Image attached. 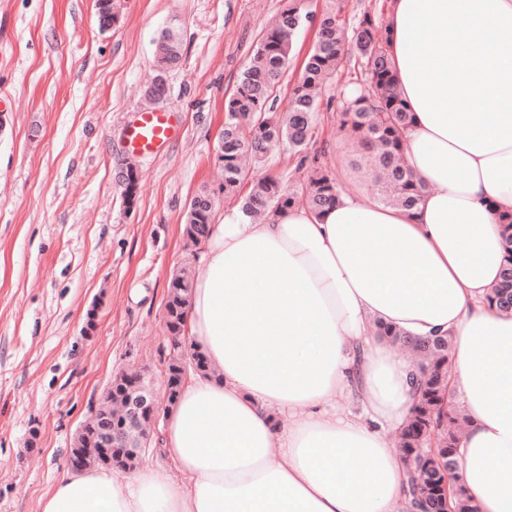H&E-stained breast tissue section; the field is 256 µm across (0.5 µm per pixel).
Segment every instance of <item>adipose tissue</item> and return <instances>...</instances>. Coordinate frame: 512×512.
<instances>
[{
  "label": "adipose tissue",
  "instance_id": "ef3b65f1",
  "mask_svg": "<svg viewBox=\"0 0 512 512\" xmlns=\"http://www.w3.org/2000/svg\"><path fill=\"white\" fill-rule=\"evenodd\" d=\"M385 27L420 203L344 195L262 222L226 208L183 326L210 370L164 411L170 469L66 474L42 512H408L383 430L411 417L415 367L378 322L452 336L458 482L477 512H512V317L486 303L512 215V0H392ZM343 394L361 415H337Z\"/></svg>",
  "mask_w": 512,
  "mask_h": 512
}]
</instances>
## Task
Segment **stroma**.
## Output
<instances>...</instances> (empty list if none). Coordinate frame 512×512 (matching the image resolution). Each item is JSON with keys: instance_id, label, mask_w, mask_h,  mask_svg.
Here are the masks:
<instances>
[{"instance_id": "stroma-1", "label": "stroma", "mask_w": 512, "mask_h": 512, "mask_svg": "<svg viewBox=\"0 0 512 512\" xmlns=\"http://www.w3.org/2000/svg\"><path fill=\"white\" fill-rule=\"evenodd\" d=\"M282 0H117L100 29L95 0H0V512H40L69 471L74 434L113 376L149 371L166 401L168 283L192 256L184 216L200 190L214 219L237 206L215 155L224 100ZM181 35L158 109L178 134L161 158L124 148L149 108L157 39ZM318 144L344 194L375 198L336 119ZM139 177L134 207L120 182ZM95 329L85 333L87 319Z\"/></svg>"}]
</instances>
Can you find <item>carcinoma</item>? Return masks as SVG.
I'll use <instances>...</instances> for the list:
<instances>
[{"mask_svg":"<svg viewBox=\"0 0 512 512\" xmlns=\"http://www.w3.org/2000/svg\"><path fill=\"white\" fill-rule=\"evenodd\" d=\"M343 7L320 14L317 35L305 54L300 76L289 93L288 109L275 112L269 102L288 71L293 40L310 12L304 0H285L275 19L262 32L252 63L239 75L232 93L224 101V126L216 159L224 168V192L235 193L245 182L243 161L264 163L276 147L300 155L298 168L306 170L301 192L284 188L278 177L266 174L252 183L240 202L249 217L265 216L278 210L304 206L321 212L336 203L340 189L335 174L328 169L323 154L308 152L316 137V112L322 102L338 100L340 125L355 144L370 157L380 198L386 205L411 208L425 189L404 157L405 133L412 114L400 97L388 38L377 14L364 12L352 27L350 44H345L346 20ZM181 58V43L173 31L164 30L157 43V74L146 90L147 97L160 101L166 93V76ZM353 70V77L325 97L330 79L342 63ZM138 177L129 169L122 178V194L128 206L137 195ZM214 196L201 189L190 201L184 234L195 246L206 240L212 223ZM504 265L501 279L486 297L489 307L512 313V216L502 222ZM191 293V282L184 272L174 275L168 286L165 324L169 345L161 354L167 357L168 402L180 391L184 363L205 371L206 359L188 353L181 341L182 327ZM378 334L395 346L411 348L417 360L418 400L408 423L398 433V448L410 475L411 507L417 512H476L465 489L454 483L459 466L458 440L463 418L455 411H443L448 388L449 353L452 337L411 339L390 326L378 325Z\"/></svg>","mask_w":512,"mask_h":512,"instance_id":"carcinoma-1","label":"carcinoma"}]
</instances>
